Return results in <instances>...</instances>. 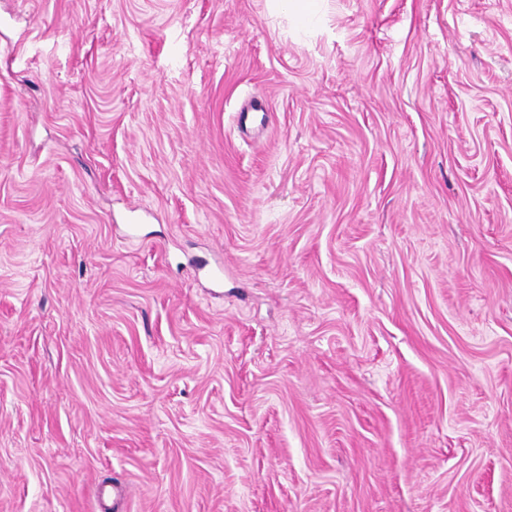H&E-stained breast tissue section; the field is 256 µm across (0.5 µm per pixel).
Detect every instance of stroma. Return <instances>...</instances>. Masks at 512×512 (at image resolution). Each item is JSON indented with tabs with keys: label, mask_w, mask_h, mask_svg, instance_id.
<instances>
[{
	"label": "stroma",
	"mask_w": 512,
	"mask_h": 512,
	"mask_svg": "<svg viewBox=\"0 0 512 512\" xmlns=\"http://www.w3.org/2000/svg\"><path fill=\"white\" fill-rule=\"evenodd\" d=\"M0 512H512V0H0Z\"/></svg>",
	"instance_id": "35a3bbf8"
}]
</instances>
